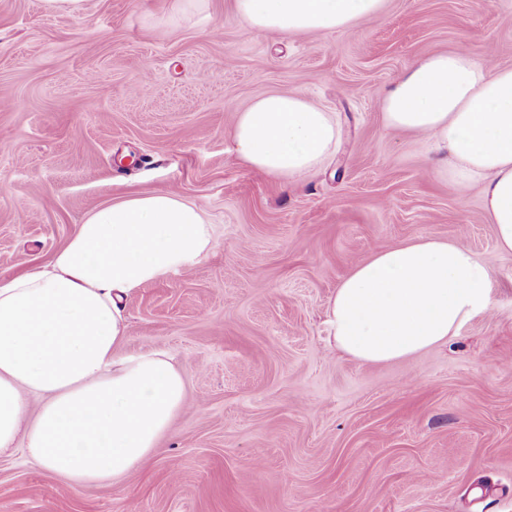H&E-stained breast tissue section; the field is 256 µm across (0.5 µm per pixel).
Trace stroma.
<instances>
[{"label":"stroma","mask_w":512,"mask_h":512,"mask_svg":"<svg viewBox=\"0 0 512 512\" xmlns=\"http://www.w3.org/2000/svg\"><path fill=\"white\" fill-rule=\"evenodd\" d=\"M0 0V279L44 265L94 208L131 193L195 202L213 247L125 303L127 352H159L185 404L121 482L70 487L23 446L0 455V512H512V254L479 186L434 171L427 138L380 102L417 58L512 68V0H386L336 32L257 34L232 0ZM301 92L342 129L287 183L240 163L237 112ZM492 271L491 309L448 342L363 363L326 309L353 265L421 237Z\"/></svg>","instance_id":"obj_1"}]
</instances>
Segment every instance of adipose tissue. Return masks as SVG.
<instances>
[{
    "instance_id": "adipose-tissue-1",
    "label": "adipose tissue",
    "mask_w": 512,
    "mask_h": 512,
    "mask_svg": "<svg viewBox=\"0 0 512 512\" xmlns=\"http://www.w3.org/2000/svg\"><path fill=\"white\" fill-rule=\"evenodd\" d=\"M385 0H234L250 30L295 36L379 18ZM386 128L430 137L439 172L480 184L497 247L512 253V68L451 50L415 60L381 101ZM333 115L302 93H269L238 113V159L296 180L333 154ZM203 211L135 193L87 214L41 268L0 282V452L23 439L73 486L117 483L152 456L182 408V374L158 353H124V298L195 268L211 249ZM490 266L463 244L419 238L374 252L327 309L335 346L364 363L405 359L457 335L490 306ZM38 400L37 415L29 403Z\"/></svg>"
}]
</instances>
